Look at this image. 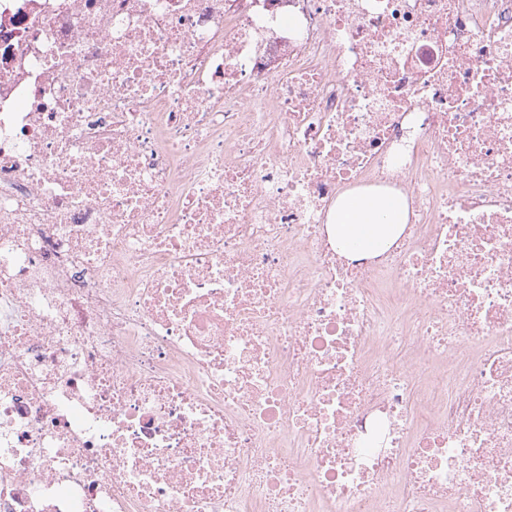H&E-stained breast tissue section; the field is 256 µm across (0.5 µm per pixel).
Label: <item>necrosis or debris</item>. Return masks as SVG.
Masks as SVG:
<instances>
[{"mask_svg": "<svg viewBox=\"0 0 512 512\" xmlns=\"http://www.w3.org/2000/svg\"><path fill=\"white\" fill-rule=\"evenodd\" d=\"M0 512H512V0H0ZM407 222V203L399 192L364 188L348 190L336 199L328 229L341 251L380 254Z\"/></svg>", "mask_w": 512, "mask_h": 512, "instance_id": "4bbe7bcc", "label": "necrosis or debris"}]
</instances>
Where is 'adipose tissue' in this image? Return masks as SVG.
<instances>
[{"label": "adipose tissue", "instance_id": "adipose-tissue-1", "mask_svg": "<svg viewBox=\"0 0 512 512\" xmlns=\"http://www.w3.org/2000/svg\"><path fill=\"white\" fill-rule=\"evenodd\" d=\"M408 222L405 198L379 188L341 194L329 216V232L341 251L365 254L384 252Z\"/></svg>", "mask_w": 512, "mask_h": 512}]
</instances>
